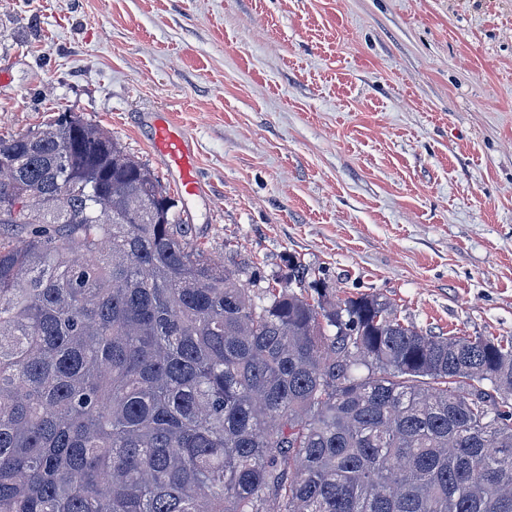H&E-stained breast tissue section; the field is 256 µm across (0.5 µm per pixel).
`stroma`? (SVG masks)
I'll return each mask as SVG.
<instances>
[{
    "label": "stroma",
    "instance_id": "35a3bbf8",
    "mask_svg": "<svg viewBox=\"0 0 512 512\" xmlns=\"http://www.w3.org/2000/svg\"><path fill=\"white\" fill-rule=\"evenodd\" d=\"M0 134L110 132L216 260L512 337V0H0ZM197 157L181 193L150 141ZM153 142L164 165L177 171L184 193L198 194L200 185L196 176L195 154L181 127L169 118L157 120Z\"/></svg>",
    "mask_w": 512,
    "mask_h": 512
}]
</instances>
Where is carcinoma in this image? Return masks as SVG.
<instances>
[{
	"mask_svg": "<svg viewBox=\"0 0 512 512\" xmlns=\"http://www.w3.org/2000/svg\"><path fill=\"white\" fill-rule=\"evenodd\" d=\"M63 112L0 137V512H512V338L191 244Z\"/></svg>",
	"mask_w": 512,
	"mask_h": 512,
	"instance_id": "1",
	"label": "carcinoma"
}]
</instances>
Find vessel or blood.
<instances>
[{"instance_id":"vessel-or-blood-1","label":"vessel or blood","mask_w":512,"mask_h":512,"mask_svg":"<svg viewBox=\"0 0 512 512\" xmlns=\"http://www.w3.org/2000/svg\"><path fill=\"white\" fill-rule=\"evenodd\" d=\"M153 142L164 165L177 171L184 193L198 194L200 185L196 176L195 154L181 127L167 118L157 120Z\"/></svg>"}]
</instances>
